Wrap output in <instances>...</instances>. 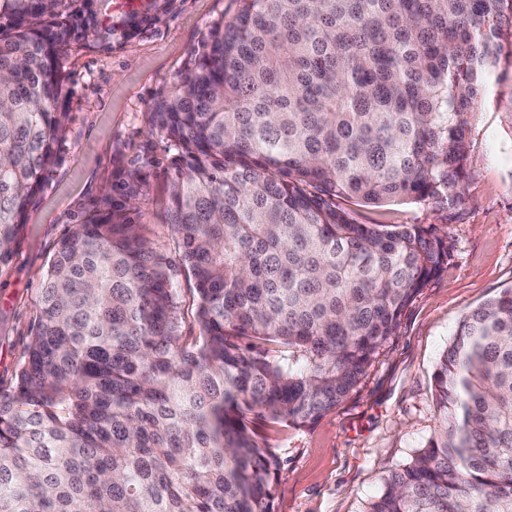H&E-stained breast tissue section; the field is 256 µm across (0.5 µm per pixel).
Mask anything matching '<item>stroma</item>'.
Returning <instances> with one entry per match:
<instances>
[{
	"mask_svg": "<svg viewBox=\"0 0 512 512\" xmlns=\"http://www.w3.org/2000/svg\"><path fill=\"white\" fill-rule=\"evenodd\" d=\"M96 31L62 59L69 114L59 159L27 205L0 275V386L9 387L39 312L44 276L72 225L115 210L177 255L166 220L172 141L154 121L191 52L237 0H95ZM488 104L468 117L473 160L464 207L343 206L362 224H432L452 257L405 309L399 328L335 409L308 427L268 430L280 460L275 512H364L388 472L410 462L437 426L432 374L461 316L512 286V83L490 79Z\"/></svg>",
	"mask_w": 512,
	"mask_h": 512,
	"instance_id": "1",
	"label": "stroma"
}]
</instances>
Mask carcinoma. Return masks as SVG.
Listing matches in <instances>:
<instances>
[{"instance_id":"1","label":"carcinoma","mask_w":512,"mask_h":512,"mask_svg":"<svg viewBox=\"0 0 512 512\" xmlns=\"http://www.w3.org/2000/svg\"><path fill=\"white\" fill-rule=\"evenodd\" d=\"M69 2L0 0V274L66 130ZM495 72L512 0H238L213 22L153 110L179 256L110 212L59 241L0 389V512H273L265 430L333 410L452 254L338 200L461 207ZM432 399L436 432L364 512H512V287L460 318ZM178 287L181 289L185 309L184 334L197 336L199 334V328L194 319V306L192 305L193 291L190 290L191 287L184 277L179 278Z\"/></svg>"}]
</instances>
